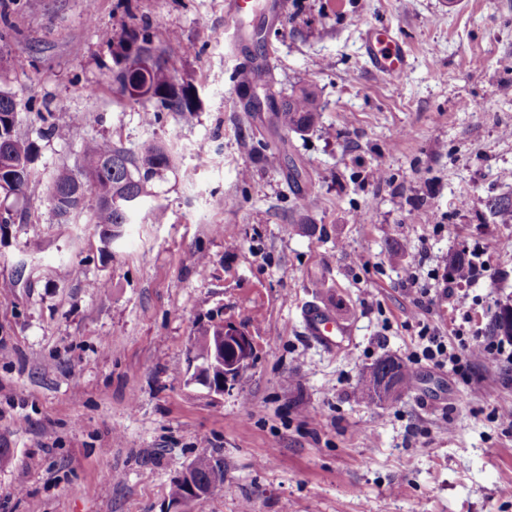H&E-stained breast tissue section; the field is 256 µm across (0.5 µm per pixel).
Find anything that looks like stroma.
Instances as JSON below:
<instances>
[{"label":"stroma","mask_w":512,"mask_h":512,"mask_svg":"<svg viewBox=\"0 0 512 512\" xmlns=\"http://www.w3.org/2000/svg\"><path fill=\"white\" fill-rule=\"evenodd\" d=\"M224 2L0 0V89L42 178L91 138L173 156L112 243L43 196L0 224V512H175L171 487L203 455L224 480L192 512H512V361L439 366L419 338L493 340L512 304V223L492 207L512 194V0H288L231 40ZM137 17L178 34L193 118L149 124L151 103L115 93L112 44ZM369 29L406 42L399 80L369 63ZM249 65L276 99L314 89L316 128L246 115ZM60 109L77 124L39 138L34 114ZM461 250L487 267L455 290L465 316L441 305ZM313 303L348 327L342 348L307 334ZM219 319L256 346L221 395L191 380L192 342ZM387 356L414 384L361 399Z\"/></svg>","instance_id":"35a3bbf8"}]
</instances>
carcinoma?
Listing matches in <instances>:
<instances>
[{
  "label": "carcinoma",
  "instance_id": "cac0c4a2",
  "mask_svg": "<svg viewBox=\"0 0 512 512\" xmlns=\"http://www.w3.org/2000/svg\"><path fill=\"white\" fill-rule=\"evenodd\" d=\"M179 48L178 36L171 33L154 45L150 25L136 24L126 31L124 39L113 45L112 84L123 97L138 101L146 99L157 110L146 114L154 118L161 112H172L183 118L201 110V98L192 80L173 77L169 61ZM239 86L245 90V107L249 112L261 111L270 105L274 96L268 83L251 74L240 75ZM320 104L310 88L292 92L273 109L276 122L284 129L305 134L314 129L319 119ZM42 122L39 136L45 138L62 126L77 122V117L64 110L37 113ZM19 111L14 95L0 89V195L4 199L43 195L62 224H76L84 219L88 224L108 227L105 239L121 235L129 223L136 204L150 196V183L170 168L172 158L168 149L147 143L136 153L112 143L107 138H92L84 142L81 163L72 169L63 166L48 182L35 173L38 154L35 141L18 132ZM509 305H503L494 316L492 328L498 336L512 339V320L508 319ZM395 371L400 391L412 384L409 371L392 358L382 359L369 368L359 388L361 398L380 402L377 391L378 374L386 369Z\"/></svg>",
  "mask_w": 512,
  "mask_h": 512
}]
</instances>
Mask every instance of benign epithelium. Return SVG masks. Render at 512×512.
I'll list each match as a JSON object with an SVG mask.
<instances>
[{
	"instance_id": "obj_1",
	"label": "benign epithelium",
	"mask_w": 512,
	"mask_h": 512,
	"mask_svg": "<svg viewBox=\"0 0 512 512\" xmlns=\"http://www.w3.org/2000/svg\"><path fill=\"white\" fill-rule=\"evenodd\" d=\"M208 359L197 365L191 381L198 382L209 392L222 394L229 384L235 382L248 367L254 356V343L251 335L233 321L224 322L216 336H206ZM179 480L185 482L186 493L178 503H189L206 496L221 480V472H213L209 485L198 487L192 481L191 470H186Z\"/></svg>"
}]
</instances>
